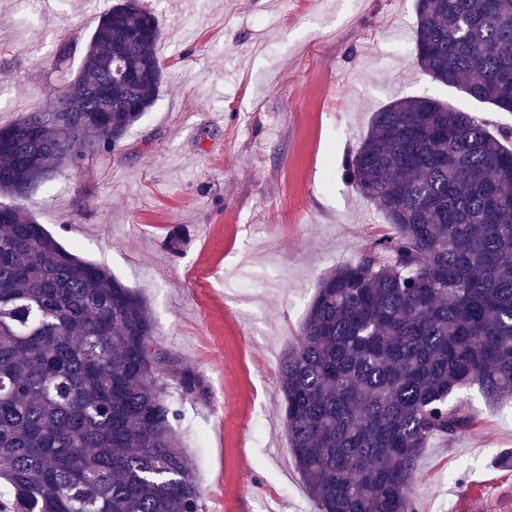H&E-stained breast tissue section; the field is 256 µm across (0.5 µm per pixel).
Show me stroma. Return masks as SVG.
<instances>
[{
	"mask_svg": "<svg viewBox=\"0 0 512 512\" xmlns=\"http://www.w3.org/2000/svg\"><path fill=\"white\" fill-rule=\"evenodd\" d=\"M113 0H0V126L52 90L63 41L82 57ZM164 82L109 154L22 204L148 301L155 341L194 373L175 431L202 512H317L284 428L281 361L320 277L387 232L343 178L371 115L429 95L512 129V112L437 84L415 61L414 0H143ZM343 92L344 106L330 100ZM180 233L172 253L166 242ZM457 395L475 420L418 460L417 512H512V402Z\"/></svg>",
	"mask_w": 512,
	"mask_h": 512,
	"instance_id": "stroma-1",
	"label": "stroma"
}]
</instances>
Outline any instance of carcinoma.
Instances as JSON below:
<instances>
[{"instance_id": "1", "label": "carcinoma", "mask_w": 512, "mask_h": 512, "mask_svg": "<svg viewBox=\"0 0 512 512\" xmlns=\"http://www.w3.org/2000/svg\"><path fill=\"white\" fill-rule=\"evenodd\" d=\"M418 66L512 112V0H415ZM139 0L102 13L62 110L0 126V196L25 198L113 150L164 77ZM512 132L430 97L372 113L346 166L390 232L323 275L282 362L285 432L318 512H416L422 448L472 426L454 398L512 399ZM146 299L0 203V512H201L173 422L200 380L154 345Z\"/></svg>"}]
</instances>
